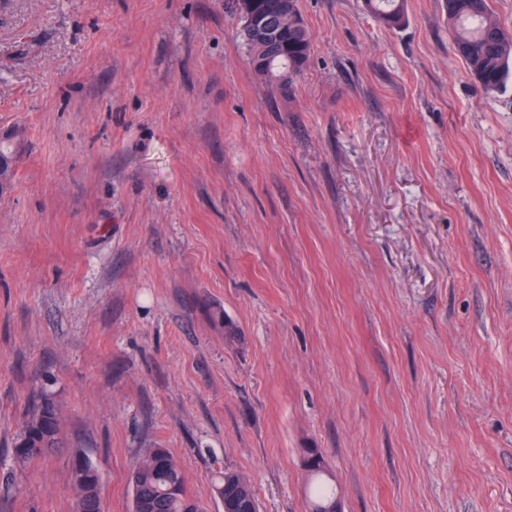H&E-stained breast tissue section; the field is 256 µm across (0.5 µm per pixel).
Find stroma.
Listing matches in <instances>:
<instances>
[{
	"label": "stroma",
	"mask_w": 512,
	"mask_h": 512,
	"mask_svg": "<svg viewBox=\"0 0 512 512\" xmlns=\"http://www.w3.org/2000/svg\"><path fill=\"white\" fill-rule=\"evenodd\" d=\"M298 8L281 89L224 0H0V512H73L76 449L132 512L151 448L200 512L225 469L309 512V448L342 512H512V84L444 0ZM404 0H367V7L384 24L394 27L404 19ZM59 424L53 402L44 400L16 434L12 448L15 463L24 466L29 460L52 448H59Z\"/></svg>",
	"instance_id": "stroma-1"
}]
</instances>
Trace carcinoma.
<instances>
[{
    "label": "carcinoma",
    "mask_w": 512,
    "mask_h": 512,
    "mask_svg": "<svg viewBox=\"0 0 512 512\" xmlns=\"http://www.w3.org/2000/svg\"><path fill=\"white\" fill-rule=\"evenodd\" d=\"M251 8L263 26L239 32L255 73L281 88L302 72L312 47V36L297 0H224L225 12L234 17ZM367 7L384 24L394 27L404 19V0H367ZM448 24L458 55L487 91H500L512 80V30L502 27L488 0H445ZM59 418L53 402L45 400L16 434L13 459L20 466L60 447ZM304 461L315 479L313 512H333L336 491L320 481L326 472L324 456L307 450ZM71 483L75 512H103L97 466L82 451L72 456ZM132 512H199L186 492L184 474L165 448H151L133 469ZM218 500L234 508L246 502L257 505L251 482L241 473L226 469L214 483Z\"/></svg>",
    "instance_id": "1"
}]
</instances>
